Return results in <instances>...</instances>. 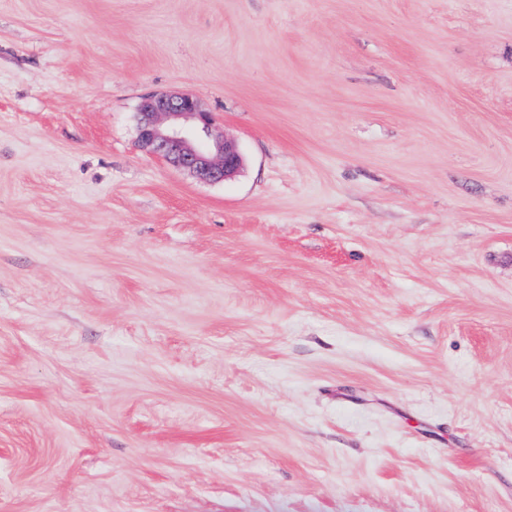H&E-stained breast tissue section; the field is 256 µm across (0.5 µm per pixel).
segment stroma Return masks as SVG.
<instances>
[{"label":"stroma","mask_w":512,"mask_h":512,"mask_svg":"<svg viewBox=\"0 0 512 512\" xmlns=\"http://www.w3.org/2000/svg\"><path fill=\"white\" fill-rule=\"evenodd\" d=\"M0 512H512V0H0ZM138 110L142 147L174 167L210 183L224 182L242 170L244 157L237 142L214 134L210 113L193 95H148Z\"/></svg>","instance_id":"stroma-1"}]
</instances>
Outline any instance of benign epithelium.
<instances>
[{
    "label": "benign epithelium",
    "instance_id": "7a95c632",
    "mask_svg": "<svg viewBox=\"0 0 512 512\" xmlns=\"http://www.w3.org/2000/svg\"><path fill=\"white\" fill-rule=\"evenodd\" d=\"M142 147L198 179L221 183L240 173L244 157L237 142L213 132L210 113L188 93H160L139 104Z\"/></svg>",
    "mask_w": 512,
    "mask_h": 512
}]
</instances>
